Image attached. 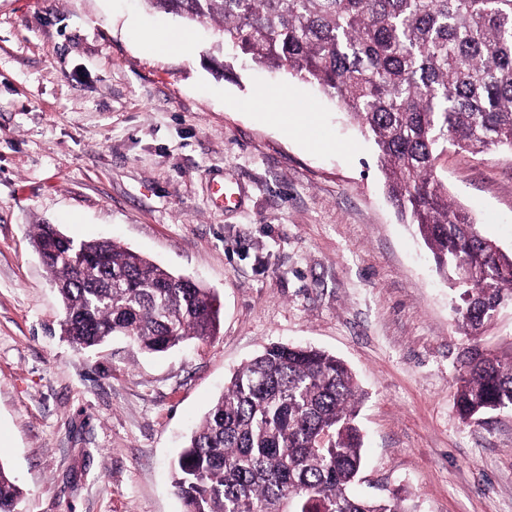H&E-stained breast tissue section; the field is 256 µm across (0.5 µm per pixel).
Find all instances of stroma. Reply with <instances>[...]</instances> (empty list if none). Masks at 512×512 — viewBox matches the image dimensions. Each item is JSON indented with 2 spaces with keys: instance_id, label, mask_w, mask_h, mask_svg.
<instances>
[{
  "instance_id": "35a3bbf8",
  "label": "stroma",
  "mask_w": 512,
  "mask_h": 512,
  "mask_svg": "<svg viewBox=\"0 0 512 512\" xmlns=\"http://www.w3.org/2000/svg\"><path fill=\"white\" fill-rule=\"evenodd\" d=\"M182 29L158 52L147 30ZM212 26L143 0H0V464L18 512H185L183 443L232 373L271 343L343 359L362 389L356 492L409 512H512V409L467 425L479 358L512 359V305L482 336L460 289L389 202L377 153L335 100L213 49ZM307 112L284 130L281 107ZM452 201L512 251V152L448 151ZM235 204L211 203L214 183ZM54 224L109 239L215 292V336L147 354L62 336L32 247Z\"/></svg>"
}]
</instances>
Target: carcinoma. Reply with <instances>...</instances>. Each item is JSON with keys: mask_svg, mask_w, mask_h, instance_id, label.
<instances>
[{"mask_svg": "<svg viewBox=\"0 0 512 512\" xmlns=\"http://www.w3.org/2000/svg\"><path fill=\"white\" fill-rule=\"evenodd\" d=\"M211 24L234 56L316 84L373 141L388 197L433 254L466 266L458 320L477 336L512 303V251L448 201L437 160L512 148V0H144ZM33 243L57 289L62 335L92 349L123 336L160 353L216 334L220 307L204 285L114 241L75 242L37 224ZM362 392L322 350L272 344L239 368L175 462L187 512H407L393 495L351 491L363 468ZM512 407V360L462 376L465 422ZM20 488L0 464V512Z\"/></svg>", "mask_w": 512, "mask_h": 512, "instance_id": "carcinoma-1", "label": "carcinoma"}]
</instances>
